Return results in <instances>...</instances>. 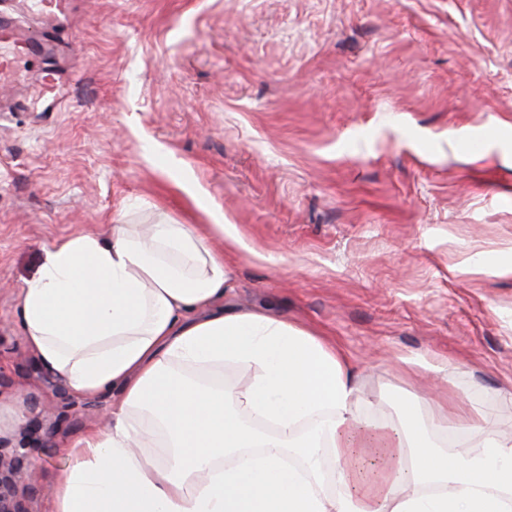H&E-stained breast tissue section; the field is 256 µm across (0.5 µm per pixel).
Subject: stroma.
<instances>
[{
  "label": "stroma",
  "instance_id": "obj_1",
  "mask_svg": "<svg viewBox=\"0 0 512 512\" xmlns=\"http://www.w3.org/2000/svg\"><path fill=\"white\" fill-rule=\"evenodd\" d=\"M53 39L58 112L0 90V446L30 451V512L113 397L41 368L18 294L122 211L231 225L225 307L336 342L385 416L449 364L512 432V0H73Z\"/></svg>",
  "mask_w": 512,
  "mask_h": 512
}]
</instances>
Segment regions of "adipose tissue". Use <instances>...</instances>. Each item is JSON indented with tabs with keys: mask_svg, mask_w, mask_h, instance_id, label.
<instances>
[{
	"mask_svg": "<svg viewBox=\"0 0 512 512\" xmlns=\"http://www.w3.org/2000/svg\"><path fill=\"white\" fill-rule=\"evenodd\" d=\"M223 224L163 217L46 248L17 316L47 372L83 395L116 389L55 471V512H512V434L463 396L425 391L368 416L355 363L269 311L225 308ZM230 362L234 385L186 371ZM481 432L447 452L449 424Z\"/></svg>",
	"mask_w": 512,
	"mask_h": 512,
	"instance_id": "adipose-tissue-1",
	"label": "adipose tissue"
}]
</instances>
